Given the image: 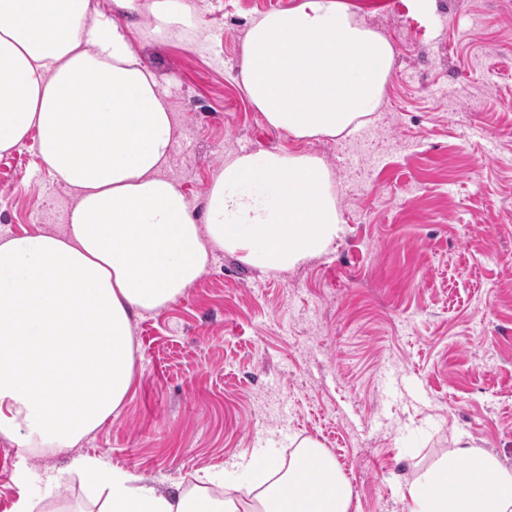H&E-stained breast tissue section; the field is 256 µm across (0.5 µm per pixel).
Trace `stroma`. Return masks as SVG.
Listing matches in <instances>:
<instances>
[{
    "mask_svg": "<svg viewBox=\"0 0 512 512\" xmlns=\"http://www.w3.org/2000/svg\"><path fill=\"white\" fill-rule=\"evenodd\" d=\"M295 0H195V37L146 46L175 129L163 169L196 208L241 153L321 158L342 232L269 271L216 252L196 284L134 318V386L76 447L0 439V512L41 476L95 458L160 490L318 439L357 512H403L400 490L456 436L512 468V0H345L393 45L377 112L301 141L265 124L236 81L232 17ZM73 192L32 141L0 156V236L60 234Z\"/></svg>",
    "mask_w": 512,
    "mask_h": 512,
    "instance_id": "35a3bbf8",
    "label": "stroma"
}]
</instances>
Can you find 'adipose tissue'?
<instances>
[{"label": "adipose tissue", "mask_w": 512, "mask_h": 512, "mask_svg": "<svg viewBox=\"0 0 512 512\" xmlns=\"http://www.w3.org/2000/svg\"><path fill=\"white\" fill-rule=\"evenodd\" d=\"M0 0V155L34 138L73 190L63 234L0 239V437L75 447L126 402L133 314L175 301L213 251L284 271L323 253L341 217L315 156L240 154L214 176L204 215L163 175L174 143L168 95L138 44L194 25L180 0ZM394 49L344 0H295L251 18L240 85L271 127L336 137L379 109ZM78 472L81 512H352V489L322 444L250 481L206 475L168 493L107 470ZM405 512H512V468L456 440L402 490Z\"/></svg>", "instance_id": "1"}]
</instances>
